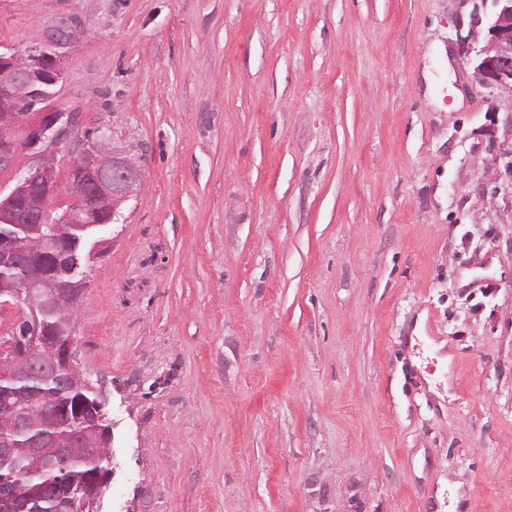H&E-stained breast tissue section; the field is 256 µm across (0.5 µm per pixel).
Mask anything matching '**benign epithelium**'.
I'll list each match as a JSON object with an SVG mask.
<instances>
[{
    "label": "benign epithelium",
    "mask_w": 512,
    "mask_h": 512,
    "mask_svg": "<svg viewBox=\"0 0 512 512\" xmlns=\"http://www.w3.org/2000/svg\"><path fill=\"white\" fill-rule=\"evenodd\" d=\"M77 29L62 20L46 29L41 41L23 52L0 50V172L13 186L0 192V303L24 304L30 313L13 328V337L34 356L51 363L63 383L82 386L88 378L78 363L76 328L79 308L74 295L84 285L85 271L74 246L87 241L101 226L99 217L114 223L121 206L141 187L136 162L111 146L103 135L89 138L72 157L70 202H56L55 146L72 127V114L53 110L48 102L63 78L62 61ZM462 64L473 69L475 82L486 88L512 91V0L476 6V20L463 37ZM24 224L37 248L3 229ZM24 264L16 279L4 272ZM60 313L58 329L50 333L38 314ZM17 405L0 406V420L22 423ZM61 469L73 452L71 442L47 444ZM37 452L0 442V460L8 463ZM93 471L87 485L59 482L55 492L67 498L72 512H97L112 476V456L93 444L83 449Z\"/></svg>",
    "instance_id": "benign-epithelium-1"
}]
</instances>
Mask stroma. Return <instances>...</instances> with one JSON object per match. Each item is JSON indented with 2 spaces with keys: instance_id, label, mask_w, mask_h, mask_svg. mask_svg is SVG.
<instances>
[{
  "instance_id": "35a3bbf8",
  "label": "stroma",
  "mask_w": 512,
  "mask_h": 512,
  "mask_svg": "<svg viewBox=\"0 0 512 512\" xmlns=\"http://www.w3.org/2000/svg\"><path fill=\"white\" fill-rule=\"evenodd\" d=\"M476 0H0L141 169L80 296L101 512H512V93ZM451 356L442 364L440 353ZM476 6V20L463 37L460 58L475 82L512 91V1L487 0Z\"/></svg>"
}]
</instances>
